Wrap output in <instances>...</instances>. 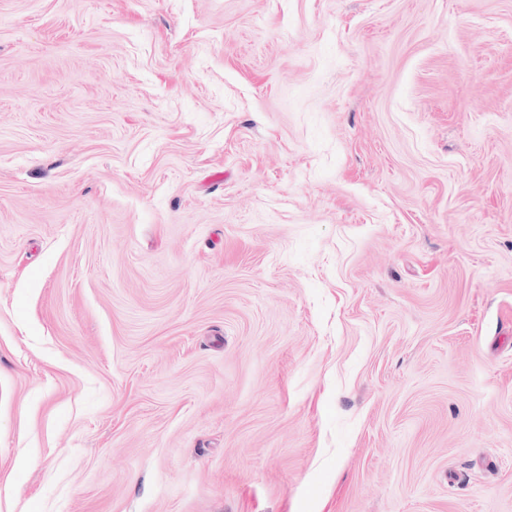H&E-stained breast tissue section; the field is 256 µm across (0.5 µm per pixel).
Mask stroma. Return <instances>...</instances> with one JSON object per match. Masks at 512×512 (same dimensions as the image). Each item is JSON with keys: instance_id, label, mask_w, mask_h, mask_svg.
<instances>
[{"instance_id": "obj_1", "label": "stroma", "mask_w": 512, "mask_h": 512, "mask_svg": "<svg viewBox=\"0 0 512 512\" xmlns=\"http://www.w3.org/2000/svg\"><path fill=\"white\" fill-rule=\"evenodd\" d=\"M0 512H512V0H0Z\"/></svg>"}]
</instances>
